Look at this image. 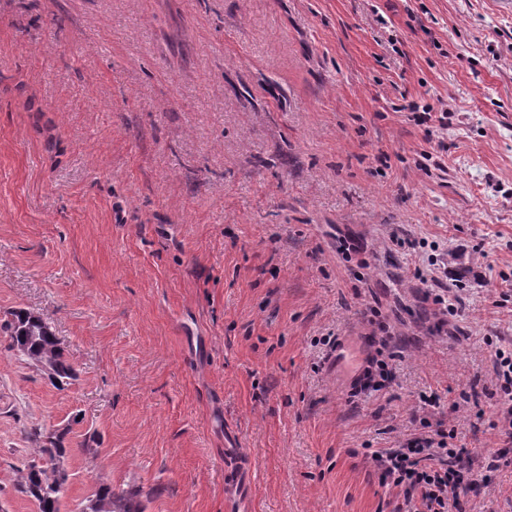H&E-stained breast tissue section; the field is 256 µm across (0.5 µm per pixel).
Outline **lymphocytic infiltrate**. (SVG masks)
<instances>
[{"label": "lymphocytic infiltrate", "mask_w": 512, "mask_h": 512, "mask_svg": "<svg viewBox=\"0 0 512 512\" xmlns=\"http://www.w3.org/2000/svg\"><path fill=\"white\" fill-rule=\"evenodd\" d=\"M441 272V264L436 263L428 271H415L414 277L424 287L422 302L432 305L430 314L437 331L444 333L454 307L447 294L433 290L441 282ZM481 393L496 398L498 421L504 433L512 436V356L496 351L491 383L482 386ZM456 437L455 430L439 425L410 434L398 449L373 452L381 484L403 491V502L395 512H450L461 493L472 485L487 483L501 468L512 466V455L500 451L474 461L466 449L456 446Z\"/></svg>", "instance_id": "lymphocytic-infiltrate-1"}]
</instances>
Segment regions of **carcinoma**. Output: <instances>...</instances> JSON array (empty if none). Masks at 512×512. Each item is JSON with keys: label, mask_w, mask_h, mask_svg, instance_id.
<instances>
[{"label": "carcinoma", "mask_w": 512, "mask_h": 512, "mask_svg": "<svg viewBox=\"0 0 512 512\" xmlns=\"http://www.w3.org/2000/svg\"><path fill=\"white\" fill-rule=\"evenodd\" d=\"M0 334L8 338V348L19 358L29 363H46L51 370L47 378L56 387L63 388L75 380L65 348L44 314L22 307L8 310L0 316ZM70 432L69 427L65 428L64 434L53 437L41 431L34 432L32 459L17 469L16 490L35 504L37 512H61L64 492L53 486L54 462L62 454L71 453V449L64 445L65 435ZM106 504L115 506L113 512H143L139 491L117 492L103 479L77 504L74 512H102V506Z\"/></svg>", "instance_id": "obj_1"}]
</instances>
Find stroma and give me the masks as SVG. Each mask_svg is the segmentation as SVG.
Returning <instances> with one entry per match:
<instances>
[{"label": "stroma", "mask_w": 512, "mask_h": 512, "mask_svg": "<svg viewBox=\"0 0 512 512\" xmlns=\"http://www.w3.org/2000/svg\"><path fill=\"white\" fill-rule=\"evenodd\" d=\"M436 245L460 299L444 336L412 275ZM505 274L493 0H0V313L46 315L76 373L56 389L0 335L5 512H35L14 489L32 432L68 424L67 512L101 478L144 512H394L371 453L420 432L424 397L471 454L512 452L495 399L466 400L512 349ZM373 309L400 355L356 395ZM460 512H512V469Z\"/></svg>", "instance_id": "obj_1"}]
</instances>
